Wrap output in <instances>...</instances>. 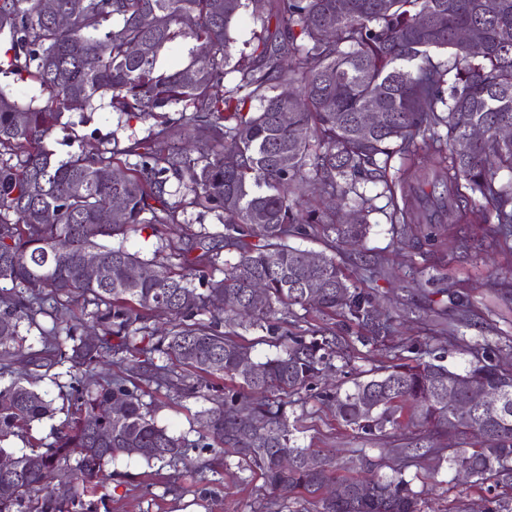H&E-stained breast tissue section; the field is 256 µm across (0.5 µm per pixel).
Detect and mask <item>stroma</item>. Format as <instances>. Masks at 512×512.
Masks as SVG:
<instances>
[{"label":"stroma","mask_w":512,"mask_h":512,"mask_svg":"<svg viewBox=\"0 0 512 512\" xmlns=\"http://www.w3.org/2000/svg\"><path fill=\"white\" fill-rule=\"evenodd\" d=\"M63 121V128L56 130L50 142L61 157L76 150L73 136L83 137V144L91 147L114 135L122 141L131 135L145 138L154 125L150 118L127 120L107 106L91 113H65ZM360 190L371 208L368 233L359 245L337 241L336 257L355 287L375 295L376 305L391 323L393 333L382 342L361 343L357 340L358 328L342 316L297 310L288 320L289 335L308 337L327 330L344 339L343 349L351 362L346 371H329L331 383L350 388L353 378L389 365L387 347L404 342L421 351L437 350L451 370L464 371L471 357L450 338L447 322L438 315L450 289L464 295L469 306V318L465 326L459 327V335L470 342L489 343L498 360L511 359L512 297L494 294L492 282L497 277L512 280V236L490 237L486 224L477 219L445 213L436 215L441 230L434 244L428 245L422 237L403 234L401 225L391 223L392 207L382 184H364ZM183 218V223L162 227L157 237L148 229L130 234L126 248L141 257L156 258L176 271L179 261L163 248V241L181 245L201 235L205 247L217 253L219 259L237 258L236 249L224 239L223 224L210 217L198 220L196 210L191 208L186 209ZM187 381L198 387V394L182 396L150 386L144 390L143 401L160 425L195 440L203 433L212 390L223 386L224 381L193 374ZM70 382L63 365L36 379V389L48 391L59 411L52 420L35 424L32 436L48 437L52 428L66 420L63 396ZM285 411L297 424L296 445L334 454L349 475L359 467L353 449L370 448L376 457L381 449L394 445L388 434L366 440L361 431L338 420L332 403L323 397L303 393L291 396ZM409 472L415 477V489L428 492L424 512H475L481 505L474 488L458 480L448 462L429 460L422 467H410ZM85 499L97 512H266L269 495L261 479L241 481L239 470L225 469L220 458L194 475L181 465H149L133 458L108 464L103 485L89 484Z\"/></svg>","instance_id":"obj_1"}]
</instances>
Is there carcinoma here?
<instances>
[{
    "mask_svg": "<svg viewBox=\"0 0 512 512\" xmlns=\"http://www.w3.org/2000/svg\"><path fill=\"white\" fill-rule=\"evenodd\" d=\"M44 0H0V73L27 75L46 93L26 106L0 86V443L34 422L52 419V400L29 386L32 370L69 364L68 419L50 441L29 442L0 470V512H93L83 500L87 484L119 458L147 463L182 461L192 452L234 456L272 494L303 491L317 512H420L423 491L405 472L421 460H447L467 470L477 488L490 479L512 483V372L492 358L489 345L474 347L458 373L427 352L413 364L385 367L344 392H320L335 402L345 423L376 437L391 427L408 431L397 448H385L391 474L371 479L339 477L338 465L318 448L292 442L294 425L282 397L318 389L323 365L336 353V336H281L283 353L256 361L250 347L219 331L239 316L235 304L263 282L264 303L245 315L248 326L267 330L298 306L339 313L381 333L373 296L349 285L333 255L308 252L292 237L311 234L361 240L364 224L342 207L368 199L357 183L366 178L387 188L396 223H421L433 241L436 225L418 212L425 187L447 186L433 197L442 212L468 210L480 195L494 212L491 233L512 232V141L497 129L512 126V0H55L67 18L59 25ZM252 8L264 35L232 62L230 29L241 10ZM463 27L480 33L474 45L458 37ZM179 43L187 63L159 66ZM139 44L144 52L129 53ZM444 51L447 57L435 55ZM236 74L233 85L225 78ZM130 119L161 117L160 129L128 145L87 150L59 159L49 147L62 119L99 104ZM375 108L380 125L363 131L360 118ZM177 117L166 118L170 110ZM291 115L283 124L280 113ZM481 126L484 135L470 137ZM446 133L440 134L439 129ZM422 137V144L415 142ZM438 154L431 171L413 174L408 197L398 204L387 178L392 156L421 148ZM176 179L189 199L171 204ZM124 218L102 220L114 198ZM198 210L224 224L235 241L236 261L189 257L188 273L145 260L111 240L147 227L179 223V211ZM99 257L106 275L84 279L81 258ZM199 285L193 284V279ZM78 295L94 309L64 317V299ZM165 303L171 328L148 325V312ZM454 329L467 321L468 301L448 291L441 309ZM209 313L208 323L197 316ZM51 319L42 349L13 346L22 322ZM128 366L132 377L93 379L102 358ZM185 367L197 375L225 376L238 384L217 396L204 428L210 443L176 436L146 411L139 384L187 390ZM458 384L475 392L500 390L494 411L473 415L444 401ZM124 411L109 414L111 401ZM448 430L480 438L473 448L445 456L436 443ZM69 473V497L55 496L53 481ZM347 487L329 498L330 483Z\"/></svg>",
    "mask_w": 512,
    "mask_h": 512,
    "instance_id": "carcinoma-1",
    "label": "carcinoma"
}]
</instances>
